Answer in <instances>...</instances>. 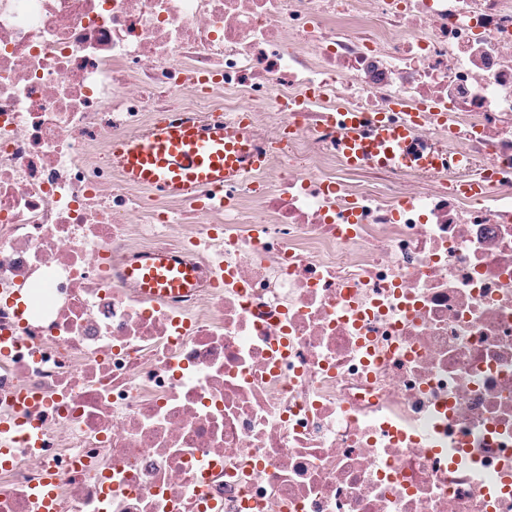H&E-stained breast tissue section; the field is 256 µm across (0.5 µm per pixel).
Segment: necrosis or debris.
<instances>
[{
	"mask_svg": "<svg viewBox=\"0 0 512 512\" xmlns=\"http://www.w3.org/2000/svg\"><path fill=\"white\" fill-rule=\"evenodd\" d=\"M342 108L460 163L350 168ZM188 113L265 167L127 183ZM1 341L0 512H512V0H0ZM153 261L144 267L132 268L131 275L135 276L148 299H156L166 293H176L192 288L196 282V272L178 266L170 256L154 254Z\"/></svg>",
	"mask_w": 512,
	"mask_h": 512,
	"instance_id": "1",
	"label": "necrosis or debris"
}]
</instances>
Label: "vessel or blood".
Wrapping results in <instances>:
<instances>
[{
  "label": "vessel or blood",
  "mask_w": 512,
  "mask_h": 512,
  "mask_svg": "<svg viewBox=\"0 0 512 512\" xmlns=\"http://www.w3.org/2000/svg\"><path fill=\"white\" fill-rule=\"evenodd\" d=\"M336 124L342 131L336 147L349 167L414 163L432 168L440 162L432 153L411 154L414 120L395 122L384 114L340 111ZM112 157L128 182L144 186L162 198L186 200L198 187H223L262 164L257 153L234 142L223 127L201 126L189 119L160 124L145 136L115 142ZM131 274L149 299L191 288L197 278L195 271L176 266L170 256L163 254L134 267Z\"/></svg>",
  "instance_id": "vessel-or-blood-1"
}]
</instances>
